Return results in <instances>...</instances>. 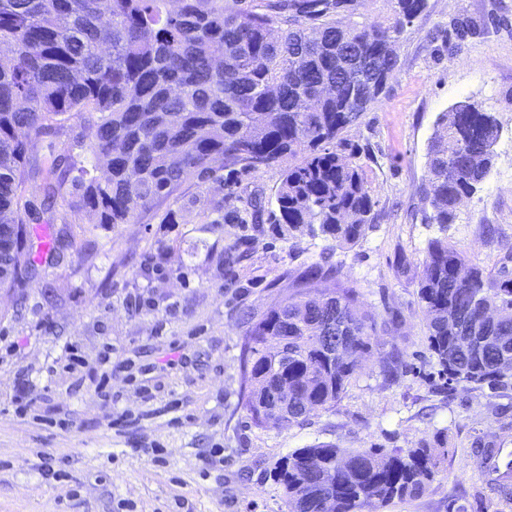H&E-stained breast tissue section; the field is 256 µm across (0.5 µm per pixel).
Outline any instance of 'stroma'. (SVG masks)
Wrapping results in <instances>:
<instances>
[{
  "label": "stroma",
  "instance_id": "1",
  "mask_svg": "<svg viewBox=\"0 0 512 512\" xmlns=\"http://www.w3.org/2000/svg\"><path fill=\"white\" fill-rule=\"evenodd\" d=\"M461 18L480 33L456 45ZM399 55L378 102L345 134L362 150L379 218L329 262L378 325L335 407L259 429L239 397L242 313L292 293L327 248L252 221L249 198L274 196L279 168L245 178L233 199L223 182L186 180L134 223L91 236L73 214L60 259L38 254L21 291L0 289V512H286L269 473L287 453L318 443L411 448L439 429L447 462L422 498L386 512H448L452 503L512 512L469 459L474 439L512 441V386L494 393L441 379L416 294L430 239L446 237L491 274L512 252V0H428ZM463 100L495 113L500 134L489 178L443 230L424 221L421 184L436 122ZM170 209L177 223H163ZM224 209L239 222L215 223ZM233 242L243 258L231 271L224 249ZM71 346L83 371L64 368ZM107 347L105 398L89 378ZM394 347L404 368L388 383L380 365ZM21 383L31 400L23 410L11 402Z\"/></svg>",
  "mask_w": 512,
  "mask_h": 512
}]
</instances>
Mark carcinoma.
Here are the masks:
<instances>
[{"mask_svg": "<svg viewBox=\"0 0 512 512\" xmlns=\"http://www.w3.org/2000/svg\"><path fill=\"white\" fill-rule=\"evenodd\" d=\"M386 2V22L372 25L355 20L357 0H0V285L35 273L26 236L43 214L62 224L50 253L59 249L68 220L58 197L94 228L130 224L189 177L220 180L233 196L256 172L252 156L282 169L274 199L254 201L255 218L268 215L291 237L357 244L379 214L361 151L343 137L347 113L360 119L378 102L399 69L402 35L427 8ZM85 114L80 152L57 155L53 139ZM499 134L497 118L470 100L438 119L422 185L428 223L455 222L489 177ZM33 136L52 138L48 154L29 153ZM38 182L40 202L29 194ZM508 261L492 275L445 239L428 242L417 297L446 380L512 385V370L500 368L512 359ZM335 275L323 254L296 291L244 319L240 397L255 426L298 424L334 407L356 379L377 321L357 288L318 289ZM322 335L345 337L350 355ZM401 367L400 352H387L384 378L396 381ZM447 459L440 429L413 448H297L272 479L288 512H323L326 495L336 512H382L420 498Z\"/></svg>", "mask_w": 512, "mask_h": 512, "instance_id": "obj_1", "label": "carcinoma"}]
</instances>
